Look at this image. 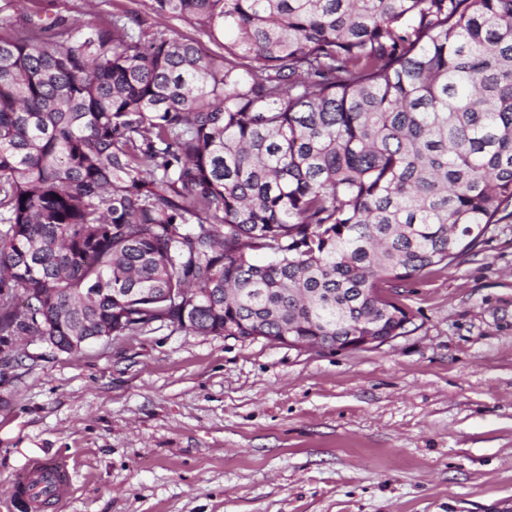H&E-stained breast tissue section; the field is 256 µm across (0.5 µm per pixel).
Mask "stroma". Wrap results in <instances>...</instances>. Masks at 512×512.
Here are the masks:
<instances>
[{
	"label": "stroma",
	"mask_w": 512,
	"mask_h": 512,
	"mask_svg": "<svg viewBox=\"0 0 512 512\" xmlns=\"http://www.w3.org/2000/svg\"><path fill=\"white\" fill-rule=\"evenodd\" d=\"M130 0H0L89 22ZM415 331L300 350L156 323L0 364V512L68 459L46 512H512V220L398 290ZM48 479L55 494H61L70 486L71 474L68 465L59 457H44L33 461L22 473L14 486L13 496L24 510H39L38 492L42 484L31 485V478Z\"/></svg>",
	"instance_id": "1"
}]
</instances>
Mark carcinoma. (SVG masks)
<instances>
[{
	"instance_id": "carcinoma-1",
	"label": "carcinoma",
	"mask_w": 512,
	"mask_h": 512,
	"mask_svg": "<svg viewBox=\"0 0 512 512\" xmlns=\"http://www.w3.org/2000/svg\"><path fill=\"white\" fill-rule=\"evenodd\" d=\"M148 10L196 36L0 24L1 345L403 336L387 289L512 216V0Z\"/></svg>"
}]
</instances>
